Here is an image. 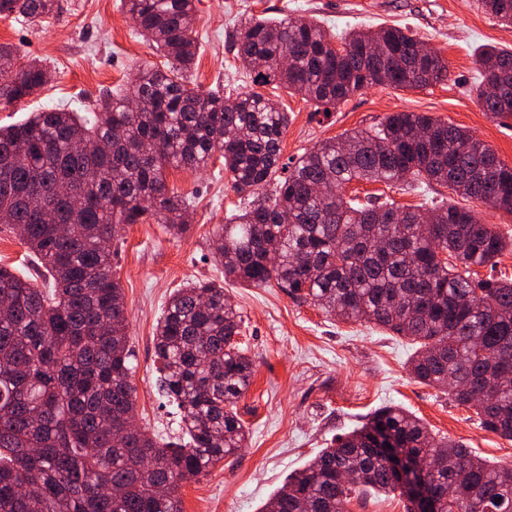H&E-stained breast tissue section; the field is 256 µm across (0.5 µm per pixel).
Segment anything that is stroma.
<instances>
[{"label":"stroma","instance_id":"stroma-1","mask_svg":"<svg viewBox=\"0 0 512 512\" xmlns=\"http://www.w3.org/2000/svg\"><path fill=\"white\" fill-rule=\"evenodd\" d=\"M287 15L320 22L336 35L408 28L440 52L451 76L417 90L368 87L328 114L283 86H262V94L289 116L283 161L294 162L321 141L406 111L470 131L512 166V118L495 120L483 110L477 98L481 76L474 63L488 46L512 49V27L484 13L477 0H195L199 51L186 75L188 87L233 95L253 90L231 34L245 17ZM0 43L17 49L16 66L36 59L50 70V80L40 91L0 108V126L53 105L98 111L103 93L124 87L138 69L166 64L165 57L137 34L120 0H59L57 13L35 22L2 16ZM166 180L169 188L192 200L190 231L176 237L153 220L122 227L113 268L124 291L135 352L137 420L165 440L181 437L182 414L158 391L155 328L174 289L197 280L223 282L211 258V242L240 204L219 159L197 171L170 167ZM346 192L384 194L412 209L430 196L457 201L448 188L438 185L423 193L383 182H354ZM225 290L243 313L240 340L255 363L252 384L238 404L248 439L234 457L183 485V512H260L289 473L385 405L407 409L432 432L463 443L493 464L512 462V440L485 430L472 408L411 376L408 362L415 347L406 338L371 324L326 318L317 307L297 304L275 287L226 284Z\"/></svg>","mask_w":512,"mask_h":512}]
</instances>
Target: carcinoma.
I'll return each mask as SVG.
<instances>
[{"label": "carcinoma", "mask_w": 512, "mask_h": 512, "mask_svg": "<svg viewBox=\"0 0 512 512\" xmlns=\"http://www.w3.org/2000/svg\"><path fill=\"white\" fill-rule=\"evenodd\" d=\"M167 69H141L104 110L81 116L47 108L0 127V215L42 269L37 288L0 267V512H183V484L234 456L246 442L237 411L255 373L242 346L243 318L215 281L170 296L154 336L159 388L183 412L188 442H164L136 423L134 353L125 296L112 272L121 226L154 219L189 231L190 198L168 188L177 164L197 169L215 153L245 206L211 245L224 281L276 286L296 303L344 322L411 339L419 382L451 390L481 426L512 440V281L479 278L506 242L471 208L430 201L413 223L389 199L345 195L355 180L444 186L464 201L512 214V166L466 130L419 112H394L368 129L319 143L293 167L281 162L288 113L257 91L199 93L184 76L197 56L193 0H121ZM512 26V0H479ZM58 0H0V15L36 21ZM382 60L365 58L371 43ZM400 27L351 31L341 48L309 19L247 17L236 49L253 84H277L324 110L370 85L423 88L450 76L434 52ZM507 94L479 90L484 111L512 116V49L476 58ZM36 61L15 68L0 43V106L46 84ZM150 108L142 109L139 102ZM154 143L150 152L142 150ZM53 204L57 222L27 205ZM390 455L426 461L437 512H512V464L489 465L424 421L385 406L289 475L261 512H348L371 493L405 495Z\"/></svg>", "instance_id": "cac0c4a2"}]
</instances>
